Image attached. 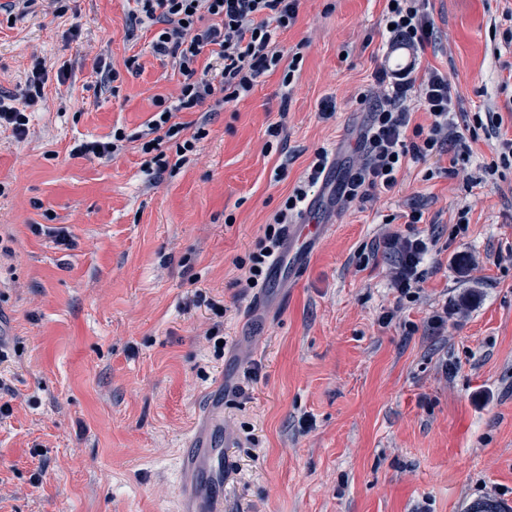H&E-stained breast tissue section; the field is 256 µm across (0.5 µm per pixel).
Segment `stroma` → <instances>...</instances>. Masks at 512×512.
<instances>
[{"label":"stroma","mask_w":512,"mask_h":512,"mask_svg":"<svg viewBox=\"0 0 512 512\" xmlns=\"http://www.w3.org/2000/svg\"><path fill=\"white\" fill-rule=\"evenodd\" d=\"M385 6L302 0L279 37L303 56L290 87L277 69L217 111L179 113L208 135L172 174L147 169L135 137L183 77L152 53L134 0L0 14V93L23 98L35 60L50 72L26 138L0 135V242L13 251L0 261V342L17 391L0 420V512H193L190 434L225 441L199 464L223 467V512L512 505V264L497 260L512 250V167L471 188L444 175L450 155L411 162L364 209L313 188L331 228L297 286L247 288L239 266L318 149L348 171L356 97L386 61ZM510 9L430 0L419 62L447 72L459 111L502 117L512 137ZM107 66L116 88L97 85ZM116 128L127 139L111 160L71 155ZM413 206L436 242L420 299L398 309L391 261L373 248ZM443 304L438 334L428 317Z\"/></svg>","instance_id":"obj_1"}]
</instances>
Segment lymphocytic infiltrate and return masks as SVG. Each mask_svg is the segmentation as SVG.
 Wrapping results in <instances>:
<instances>
[{
    "label": "lymphocytic infiltrate",
    "mask_w": 512,
    "mask_h": 512,
    "mask_svg": "<svg viewBox=\"0 0 512 512\" xmlns=\"http://www.w3.org/2000/svg\"><path fill=\"white\" fill-rule=\"evenodd\" d=\"M301 0H135L140 20L156 26L150 44L156 55L170 58L183 77L174 102L156 98V111L139 134L142 153L148 154L147 168L165 172L169 161L163 144H173L177 156L196 150L207 131L204 126L188 128L176 121L180 112H191L206 102L215 106L248 95L264 73L282 69L283 86H290L303 60L300 53L285 57L278 36L292 27ZM384 22L390 27L392 42L409 50L424 49L432 41L433 21L429 0H395L386 8ZM212 49L214 63L199 65L205 49ZM48 69L36 61L27 79L23 101L0 99V130L25 135L29 110L44 96ZM357 101L368 114L359 138V155L344 181L345 202L359 207L374 204L392 193L406 161L425 162L451 152L462 161L473 150L456 120L453 87L444 73L426 69L420 78L409 70H376L370 86ZM426 112L431 122L423 126L413 121L415 112ZM307 199L303 188H295L268 224L261 247L248 256L246 285L264 287L272 258L278 253L287 224L298 217ZM424 213L411 208L406 213V231L392 232L381 243L392 260L391 286L399 300L416 301L424 281L422 264L434 243L419 230Z\"/></svg>",
    "instance_id": "obj_1"
}]
</instances>
